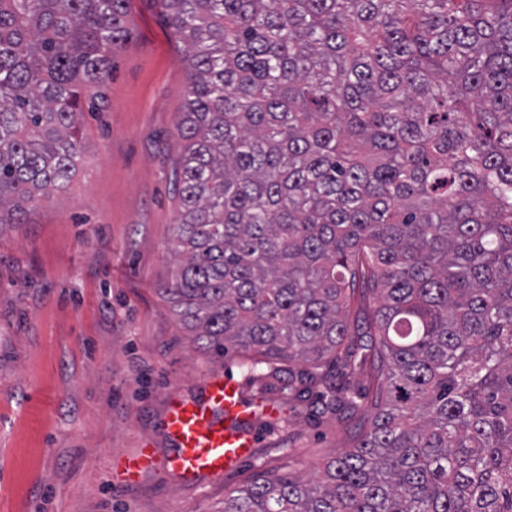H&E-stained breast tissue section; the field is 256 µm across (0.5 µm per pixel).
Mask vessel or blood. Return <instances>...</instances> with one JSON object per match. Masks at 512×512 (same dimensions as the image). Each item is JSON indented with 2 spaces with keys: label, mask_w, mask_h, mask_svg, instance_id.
Returning a JSON list of instances; mask_svg holds the SVG:
<instances>
[{
  "label": "vessel or blood",
  "mask_w": 512,
  "mask_h": 512,
  "mask_svg": "<svg viewBox=\"0 0 512 512\" xmlns=\"http://www.w3.org/2000/svg\"><path fill=\"white\" fill-rule=\"evenodd\" d=\"M240 414L237 390L220 374L210 376L205 399L172 397L165 415L172 452L160 460L152 449H140L122 466V484L135 486L144 472L160 465L186 485L234 470L252 455L254 447L247 433L230 426Z\"/></svg>",
  "instance_id": "obj_1"
}]
</instances>
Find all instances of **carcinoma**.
Masks as SVG:
<instances>
[{
	"label": "carcinoma",
	"mask_w": 512,
	"mask_h": 512,
	"mask_svg": "<svg viewBox=\"0 0 512 512\" xmlns=\"http://www.w3.org/2000/svg\"><path fill=\"white\" fill-rule=\"evenodd\" d=\"M129 0H0V233L66 189ZM188 50L173 165L193 344L367 412L319 477L222 512H512V0H160ZM369 337V386L322 367Z\"/></svg>",
	"instance_id": "carcinoma-1"
}]
</instances>
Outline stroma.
<instances>
[{
  "label": "stroma",
  "instance_id": "35a3bbf8",
  "mask_svg": "<svg viewBox=\"0 0 512 512\" xmlns=\"http://www.w3.org/2000/svg\"><path fill=\"white\" fill-rule=\"evenodd\" d=\"M127 21L78 173L0 234V512H222L229 490L267 473L312 475L359 420L261 391L237 354L197 348L160 295L188 61L158 0H130ZM214 372L237 387L253 456L194 485L159 468L117 485L115 459L167 454L170 396L202 398Z\"/></svg>",
  "mask_w": 512,
  "mask_h": 512
}]
</instances>
